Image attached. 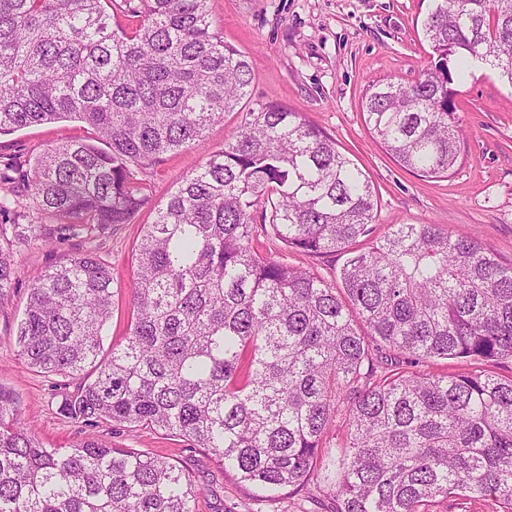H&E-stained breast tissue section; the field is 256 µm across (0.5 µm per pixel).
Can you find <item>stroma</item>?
Here are the masks:
<instances>
[{"mask_svg":"<svg viewBox=\"0 0 512 512\" xmlns=\"http://www.w3.org/2000/svg\"><path fill=\"white\" fill-rule=\"evenodd\" d=\"M429 0H211L214 27L224 41L247 56L253 82L250 103L283 104L327 134L371 180L378 202L373 229L383 234L393 224H440L454 235L477 240L503 264L512 265V86L484 67L460 85L456 122L461 155L448 176L425 178L399 165L373 139L361 99L374 80L414 81L429 68V47L421 21ZM241 113L225 114L206 133L201 147L168 154L134 174L159 202L219 150L240 126ZM92 130L74 121L34 125L0 136V162L29 168L53 146L93 139ZM144 209L135 223L124 224L95 241L80 238L52 246H23L14 252L15 284L0 305V386L18 401L24 428L48 448H66L85 438H99L119 448H134L191 466L200 492L198 512H309L305 493L269 504L247 495L189 442L150 428L129 431L108 424L84 426L65 418L60 402L66 379L32 371L18 354L14 330L22 319L33 279L90 250L112 269L113 316L108 341H120L129 320L136 245ZM259 248L290 265L311 268L327 280L338 277L343 254L313 256L285 251L271 237Z\"/></svg>","mask_w":512,"mask_h":512,"instance_id":"35a3bbf8","label":"stroma"}]
</instances>
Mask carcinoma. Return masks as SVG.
Masks as SVG:
<instances>
[{"label":"carcinoma","instance_id":"obj_1","mask_svg":"<svg viewBox=\"0 0 512 512\" xmlns=\"http://www.w3.org/2000/svg\"><path fill=\"white\" fill-rule=\"evenodd\" d=\"M210 0H0V135L75 119L72 141L29 171L0 170L55 224L0 225V304L14 247L103 236L150 202L131 165L205 143L248 95L247 58L212 24ZM138 20L125 28L112 19ZM433 64L413 83L368 86L373 136L404 168L446 177L460 157L457 86L479 63L512 85V0H431ZM286 248L346 255L337 286L255 248L253 211ZM369 178L285 106L244 114L224 147L182 179L135 249L130 324L104 350L112 273L94 253L45 270L15 343L26 365L76 389V423L148 427L202 448L248 494L313 487L331 512H430L450 497L512 512V266L438 224L372 233ZM467 359L438 374L417 365ZM346 406V442L332 447ZM189 468L101 439L45 448L0 388V512H196Z\"/></svg>","mask_w":512,"mask_h":512}]
</instances>
